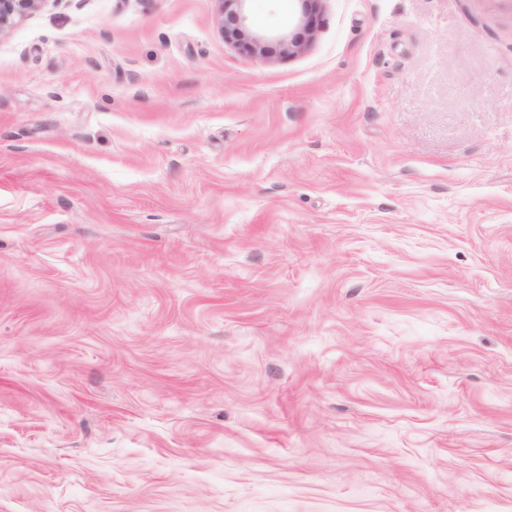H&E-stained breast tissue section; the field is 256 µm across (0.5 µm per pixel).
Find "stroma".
<instances>
[{
  "label": "stroma",
  "instance_id": "1",
  "mask_svg": "<svg viewBox=\"0 0 512 512\" xmlns=\"http://www.w3.org/2000/svg\"><path fill=\"white\" fill-rule=\"evenodd\" d=\"M216 12L0 39V512H512V0ZM218 2V25L224 38L231 41L255 58H269L270 41L273 40L279 47L280 53L288 56L300 52L305 46V41L300 33L281 32L269 35L263 31L253 30L249 25V16L246 10L250 0H216Z\"/></svg>",
  "mask_w": 512,
  "mask_h": 512
}]
</instances>
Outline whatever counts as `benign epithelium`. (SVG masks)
Listing matches in <instances>:
<instances>
[{
	"mask_svg": "<svg viewBox=\"0 0 512 512\" xmlns=\"http://www.w3.org/2000/svg\"><path fill=\"white\" fill-rule=\"evenodd\" d=\"M50 0H0V37L8 35L16 24L30 14L43 9ZM218 2V25L224 38L231 41L254 57L269 58L270 42H275L280 53L293 55L300 52L306 41L302 35L312 36L318 24L317 0H304L305 7L300 19L303 34L281 32L269 35L253 30L249 25L246 4L249 0H216Z\"/></svg>",
	"mask_w": 512,
	"mask_h": 512,
	"instance_id": "7a95c632",
	"label": "benign epithelium"
}]
</instances>
